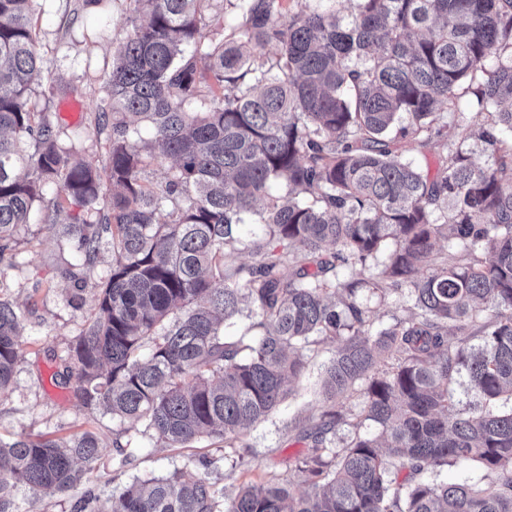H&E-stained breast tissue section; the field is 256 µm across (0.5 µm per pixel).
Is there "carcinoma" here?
<instances>
[{"mask_svg":"<svg viewBox=\"0 0 512 512\" xmlns=\"http://www.w3.org/2000/svg\"><path fill=\"white\" fill-rule=\"evenodd\" d=\"M130 2L95 124L110 128L100 170L27 106L42 64L37 0H0V267L37 214L62 225L75 259L68 305L97 289L60 377L158 445L233 448L286 397L314 337L342 346L294 460L308 492L272 479L227 499L175 471L104 503L91 490L75 512H512V411L491 406L512 399V0H356L348 21L290 0H222L208 17L201 0ZM464 93L494 117L478 138L495 166L461 149L433 176L404 160L406 138L455 136L438 110ZM167 160L164 181L145 178ZM49 188L52 208L35 212ZM442 237L461 251L438 253ZM388 239L374 277L338 278ZM240 250L255 260L232 263ZM403 286L413 311L371 334L360 291ZM4 288L0 278V393L25 331ZM244 303L254 318L230 341ZM463 373L482 400L465 412L450 391ZM360 381L375 432L337 450L336 397ZM102 448L90 429L0 439V512H20L22 487L67 491ZM470 461L488 483L432 479Z\"/></svg>","mask_w":512,"mask_h":512,"instance_id":"cac0c4a2","label":"carcinoma"}]
</instances>
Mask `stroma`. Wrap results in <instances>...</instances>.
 Here are the masks:
<instances>
[{
    "mask_svg": "<svg viewBox=\"0 0 512 512\" xmlns=\"http://www.w3.org/2000/svg\"><path fill=\"white\" fill-rule=\"evenodd\" d=\"M37 17L38 50L44 60L38 79L40 89L59 81L72 86L73 92L50 102L39 89L30 95L29 106L58 119L61 137L75 143L78 159L104 168L108 163L107 135L93 133L92 127L112 69V44L129 26V0H103L99 5L91 0H39ZM488 119V114L472 109H441L440 122L455 130V138L435 137L425 146L406 140L402 143L403 155L432 174L441 158L459 148L466 150L476 164L494 166V156L476 135L480 124ZM15 251V266L1 269L0 278L8 284L10 298L21 305L35 301L36 311L25 326L24 358L11 386L0 395V436L7 438L21 432L65 436L92 429L103 442V455L90 482L54 496L22 490L18 495L21 512H71L87 489L106 498L135 480L162 477L173 471L186 479L209 477L223 487L228 497L244 483L272 478L287 481L295 492L308 490L305 476L288 462L306 451L299 432L311 428L317 419L323 402V373L341 338L320 337L307 346L305 369L290 383L286 401L257 424L240 447L225 449L202 442L192 449L162 448L150 436L141 435L131 464L116 470L112 467V432L119 429V422L102 411L85 408L70 389L55 385L50 379L53 365L46 358L51 351L66 355L86 325L94 291L86 289L85 309L76 311L68 305L69 283L60 271L70 254L60 227L34 222L17 236ZM364 306L374 331L408 315L410 308L407 299L397 293L365 295ZM199 455L221 458L219 470L208 473L199 468L194 462Z\"/></svg>",
    "mask_w": 512,
    "mask_h": 512,
    "instance_id": "obj_1",
    "label": "stroma"
}]
</instances>
